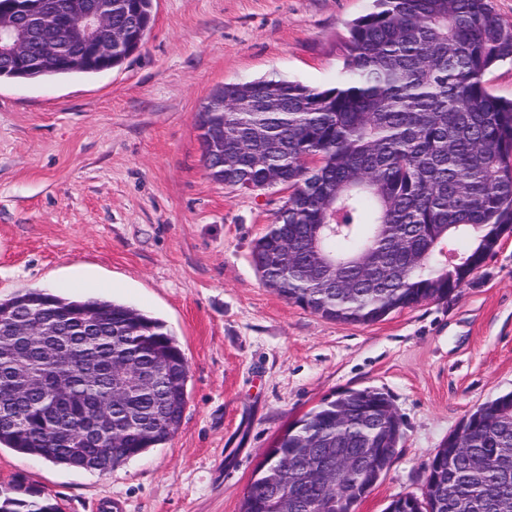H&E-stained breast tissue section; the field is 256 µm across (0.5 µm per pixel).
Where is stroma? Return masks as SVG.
<instances>
[{
  "instance_id": "35a3bbf8",
  "label": "stroma",
  "mask_w": 512,
  "mask_h": 512,
  "mask_svg": "<svg viewBox=\"0 0 512 512\" xmlns=\"http://www.w3.org/2000/svg\"><path fill=\"white\" fill-rule=\"evenodd\" d=\"M372 0H154L142 49L111 71L0 80V299L103 296L159 318L190 366L174 438L112 471L0 448L62 512H240L278 435L348 389L384 392L398 452L355 512L421 496L437 449L512 391V234L457 297L369 325L330 321L265 286L254 241L284 193L213 180L196 114L227 83L334 86L349 23Z\"/></svg>"
}]
</instances>
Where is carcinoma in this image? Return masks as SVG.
I'll return each mask as SVG.
<instances>
[{
    "mask_svg": "<svg viewBox=\"0 0 512 512\" xmlns=\"http://www.w3.org/2000/svg\"><path fill=\"white\" fill-rule=\"evenodd\" d=\"M39 6L23 18L31 38L25 59L0 57V79L96 75L121 66L145 43L153 0H112V24L124 40L104 54L68 40L57 13L85 0H0V18L19 17L15 2ZM512 62V24L490 0H376L349 29L348 56L336 86L311 88L284 78L224 85L226 108L198 113L224 124V157L211 177L248 191L288 186L276 223L254 242L262 282L285 299L346 324L369 325L394 311L459 294L465 277L512 228V99L492 94L485 74ZM318 224L329 230L314 248ZM31 330L42 321L59 334L35 340L72 348L68 397L50 398L51 381L25 392L0 386L12 419L0 421V446L73 470L110 472L178 432L188 404L189 364L164 322L95 297L63 298L44 289L0 301V314ZM53 358L27 353L17 332L0 328V377L21 381ZM148 383L112 397L105 366ZM112 417V435L74 447L81 418ZM402 434L388 396L348 389L291 423L265 451L240 512H341L371 488L368 473L389 465ZM446 445L444 478L426 476L431 512H512V392L471 411ZM379 457L337 482L318 475L292 483L305 456ZM495 458L493 468L481 465ZM0 512H60L40 489L14 480L0 491Z\"/></svg>",
    "mask_w": 512,
    "mask_h": 512,
    "instance_id": "obj_1",
    "label": "carcinoma"
}]
</instances>
